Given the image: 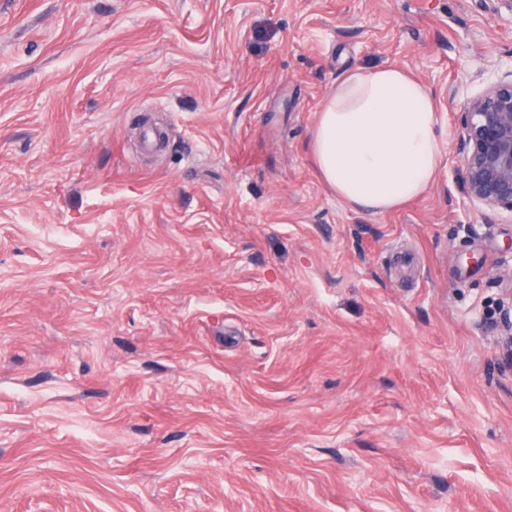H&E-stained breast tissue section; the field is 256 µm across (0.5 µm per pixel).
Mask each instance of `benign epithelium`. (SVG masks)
Instances as JSON below:
<instances>
[{
    "label": "benign epithelium",
    "instance_id": "benign-epithelium-1",
    "mask_svg": "<svg viewBox=\"0 0 512 512\" xmlns=\"http://www.w3.org/2000/svg\"><path fill=\"white\" fill-rule=\"evenodd\" d=\"M458 126L462 194L512 216V70L464 100ZM495 327L512 369V304L501 308Z\"/></svg>",
    "mask_w": 512,
    "mask_h": 512
}]
</instances>
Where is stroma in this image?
<instances>
[{
  "mask_svg": "<svg viewBox=\"0 0 512 512\" xmlns=\"http://www.w3.org/2000/svg\"><path fill=\"white\" fill-rule=\"evenodd\" d=\"M382 65L444 158L373 215L310 141ZM510 71L487 0H0V512H512V216L457 151ZM499 332V338L503 353L505 354L506 365L512 370V298L510 305H503L499 318L495 323Z\"/></svg>",
  "mask_w": 512,
  "mask_h": 512,
  "instance_id": "stroma-1",
  "label": "stroma"
}]
</instances>
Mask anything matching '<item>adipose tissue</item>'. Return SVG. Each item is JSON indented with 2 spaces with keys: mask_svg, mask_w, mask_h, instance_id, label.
Instances as JSON below:
<instances>
[{
  "mask_svg": "<svg viewBox=\"0 0 512 512\" xmlns=\"http://www.w3.org/2000/svg\"><path fill=\"white\" fill-rule=\"evenodd\" d=\"M310 153L353 207L383 215L422 197L444 156L431 89L397 66L346 73L317 114Z\"/></svg>",
  "mask_w": 512,
  "mask_h": 512,
  "instance_id": "1",
  "label": "adipose tissue"
}]
</instances>
